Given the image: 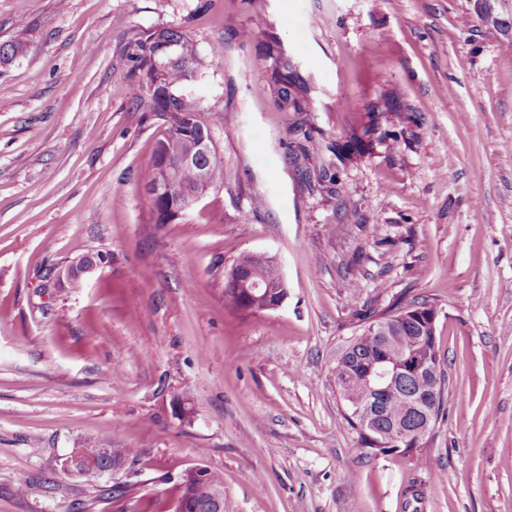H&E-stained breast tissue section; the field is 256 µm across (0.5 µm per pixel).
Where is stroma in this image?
<instances>
[{"mask_svg":"<svg viewBox=\"0 0 512 512\" xmlns=\"http://www.w3.org/2000/svg\"><path fill=\"white\" fill-rule=\"evenodd\" d=\"M203 2L0 0V42L25 43L0 65V512H114L116 482L125 512H172L191 467L223 474L224 512H512V6ZM171 25L224 185L153 224L161 128L126 47ZM279 52L308 111L274 104ZM369 112L371 146L347 150ZM249 252L277 259L281 308L225 307ZM86 255L82 288L47 287ZM401 294L434 301L450 380L431 470L364 448L336 386L362 314ZM85 443L141 455L71 479Z\"/></svg>","mask_w":512,"mask_h":512,"instance_id":"obj_1","label":"stroma"}]
</instances>
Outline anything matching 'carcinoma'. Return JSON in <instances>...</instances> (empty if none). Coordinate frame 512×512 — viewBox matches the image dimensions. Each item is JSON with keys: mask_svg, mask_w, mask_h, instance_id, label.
<instances>
[{"mask_svg": "<svg viewBox=\"0 0 512 512\" xmlns=\"http://www.w3.org/2000/svg\"><path fill=\"white\" fill-rule=\"evenodd\" d=\"M22 52L23 44L18 40L1 42L0 63L9 62ZM127 58L131 62L128 94L135 111L150 113L166 124L162 137L156 141L152 154L140 173L143 187L147 189L157 181L160 155L165 153L172 157L178 156L194 136V131L186 129L184 116L196 115L197 128L206 131L212 129V123L205 119L199 102L187 90L197 75L201 61L182 30L176 27H160L140 32L129 43ZM271 75L277 85L276 103L280 109L286 112L308 111L307 88L299 81L288 59L277 57ZM367 117V125L361 126L356 122L348 128V143L359 149L370 146L371 135L375 131V116L369 113ZM200 166L206 168L208 181L213 187L224 186V161L217 154L200 158ZM198 167H175L171 199H148L150 222L165 223L164 213L169 211L171 205L179 203L178 189L195 184ZM230 268L241 272L253 282L265 283L272 279L270 266L254 253L240 255ZM271 302L273 297L267 296L263 290L247 296L232 283L224 282V306L233 311L254 315L267 311V305ZM428 304L430 301L427 299H414L388 305V311H397L402 317V320L393 322L384 342L386 359L403 368L393 387L383 393L374 394L368 392L365 385L355 383L342 393L345 399L372 401L375 437L379 444L374 445L362 436L360 441L365 447L380 453L396 452L414 456L422 465L428 463V455L424 453V449L414 448L410 444L404 447L392 446L390 438L399 426L408 430H415L420 426V416L408 409L403 399L405 395L427 399V403L434 406L437 417L445 411L448 374L435 354L432 319L414 312V309ZM377 352V345L365 340L364 335L355 337L349 344V351L336 359V377L365 370L378 359ZM139 455L137 448H112L109 463H134Z\"/></svg>", "mask_w": 512, "mask_h": 512, "instance_id": "obj_1", "label": "carcinoma"}]
</instances>
